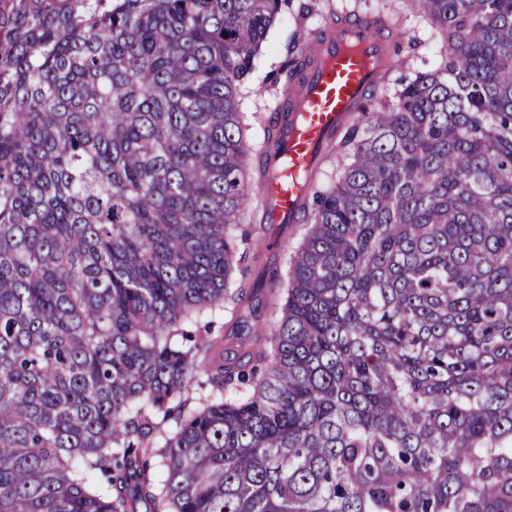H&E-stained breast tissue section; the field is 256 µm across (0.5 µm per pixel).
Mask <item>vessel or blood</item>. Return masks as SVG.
Segmentation results:
<instances>
[{
  "instance_id": "obj_1",
  "label": "vessel or blood",
  "mask_w": 512,
  "mask_h": 512,
  "mask_svg": "<svg viewBox=\"0 0 512 512\" xmlns=\"http://www.w3.org/2000/svg\"><path fill=\"white\" fill-rule=\"evenodd\" d=\"M393 45L392 36L359 17L327 25L323 41L309 46L312 64L299 85L282 92L279 109L287 118L267 147L272 177L263 194L275 223L293 222L304 196L301 183L283 182L280 165L294 173L316 170L346 115L360 109L376 84Z\"/></svg>"
}]
</instances>
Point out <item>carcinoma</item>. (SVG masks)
Returning <instances> with one entry per match:
<instances>
[{
    "mask_svg": "<svg viewBox=\"0 0 512 512\" xmlns=\"http://www.w3.org/2000/svg\"><path fill=\"white\" fill-rule=\"evenodd\" d=\"M402 4L440 63L395 76L410 39L346 120L267 320L243 89L282 7L352 10L0 0V512H512V0ZM226 302L246 361L178 341Z\"/></svg>",
    "mask_w": 512,
    "mask_h": 512,
    "instance_id": "cac0c4a2",
    "label": "carcinoma"
}]
</instances>
